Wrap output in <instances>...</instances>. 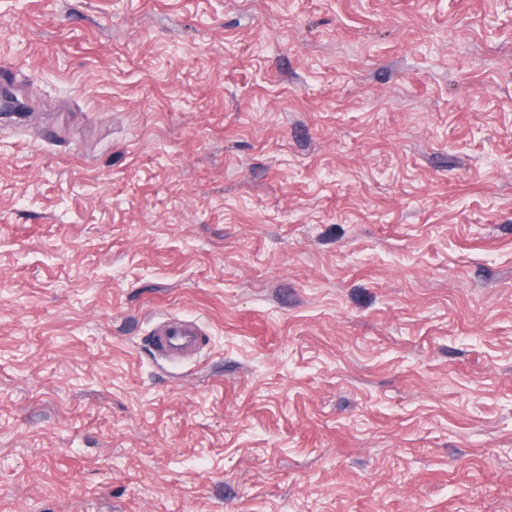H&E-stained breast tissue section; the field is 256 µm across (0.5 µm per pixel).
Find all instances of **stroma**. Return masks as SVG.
<instances>
[{"mask_svg":"<svg viewBox=\"0 0 512 512\" xmlns=\"http://www.w3.org/2000/svg\"><path fill=\"white\" fill-rule=\"evenodd\" d=\"M1 88L0 512H512V0H0ZM159 319L151 332V348L158 365L160 361L176 365L201 350L207 332L199 319L193 318L188 325L170 315Z\"/></svg>","mask_w":512,"mask_h":512,"instance_id":"stroma-1","label":"stroma"}]
</instances>
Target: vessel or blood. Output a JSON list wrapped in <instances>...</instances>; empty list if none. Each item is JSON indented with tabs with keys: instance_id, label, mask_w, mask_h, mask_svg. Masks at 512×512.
Listing matches in <instances>:
<instances>
[{
	"instance_id": "b4317fda",
	"label": "vessel or blood",
	"mask_w": 512,
	"mask_h": 512,
	"mask_svg": "<svg viewBox=\"0 0 512 512\" xmlns=\"http://www.w3.org/2000/svg\"><path fill=\"white\" fill-rule=\"evenodd\" d=\"M206 335L199 319L185 324L165 315L152 330L151 348L156 361L174 365L197 354Z\"/></svg>"
}]
</instances>
